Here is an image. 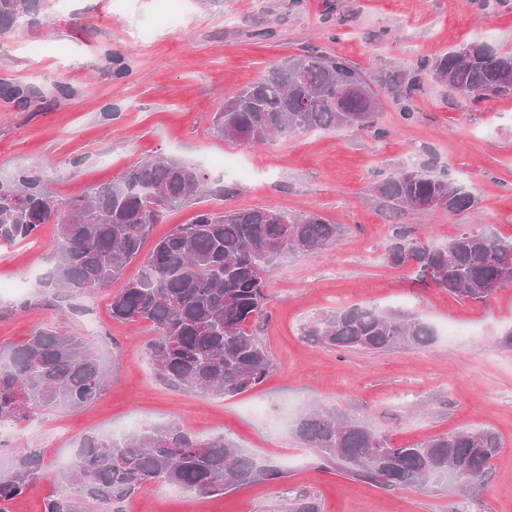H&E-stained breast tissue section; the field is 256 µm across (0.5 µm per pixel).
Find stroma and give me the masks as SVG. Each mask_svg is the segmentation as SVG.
Masks as SVG:
<instances>
[{
	"instance_id": "obj_1",
	"label": "stroma",
	"mask_w": 512,
	"mask_h": 512,
	"mask_svg": "<svg viewBox=\"0 0 512 512\" xmlns=\"http://www.w3.org/2000/svg\"><path fill=\"white\" fill-rule=\"evenodd\" d=\"M168 0H44L48 25L0 40V84L27 89L29 107L0 96V180L35 166L49 191L65 201L112 182L144 158H172L223 185L196 204L165 211L159 239L203 209L275 206L341 225L329 250L289 253L270 274L263 315L250 328L273 370L256 389L225 399L184 392L156 377L147 324L113 319L112 296L138 277L142 263L104 290L63 300L42 293L51 265L52 224L38 236L0 242V347L53 325L90 341L109 388L85 408L35 411L0 435V471L16 449L36 448L44 468L35 488L9 512H44L52 493H71L63 456L85 435L121 438L142 424L176 423L201 438L222 435L280 478L221 496H192L165 482L131 500L132 512H288L296 493L317 498L320 512H512V284L483 303L463 302L390 267L385 249L404 227L438 246L462 228L512 237V96L481 103L452 96L424 76L409 100L385 95L396 75L417 61L482 41L512 51V0H178L182 19L167 27ZM359 68L381 107L367 129H316L264 144L231 142L213 130L225 97L251 84L281 59L309 47ZM124 58L116 77L110 60ZM68 95H60L59 85ZM410 108L414 117L403 120ZM385 137H377L376 129ZM232 155L242 171L219 165ZM432 170L464 185L473 209L395 212L372 191L399 167ZM352 305L416 314L435 331L425 348L377 353L336 351L302 335L315 318ZM327 407L366 423L396 445L448 431L488 429L503 449L474 497L454 481L429 489H387L348 475L305 447L293 432L309 409Z\"/></svg>"
}]
</instances>
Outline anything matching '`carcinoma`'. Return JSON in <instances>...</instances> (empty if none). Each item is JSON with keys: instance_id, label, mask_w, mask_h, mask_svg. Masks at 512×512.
Segmentation results:
<instances>
[{"instance_id": "cac0c4a2", "label": "carcinoma", "mask_w": 512, "mask_h": 512, "mask_svg": "<svg viewBox=\"0 0 512 512\" xmlns=\"http://www.w3.org/2000/svg\"><path fill=\"white\" fill-rule=\"evenodd\" d=\"M38 10L39 0H0V37L24 30ZM467 47L466 57L452 51L422 58L416 72L473 102L512 96V52L476 41ZM374 100L376 92L355 66L311 47L226 97L214 130L237 142L263 144L314 129L368 127ZM205 181L179 161L144 159L61 207L46 190L44 172L31 169L0 181V241H23L42 225L56 224L54 263L40 287L68 296L99 291L140 256L163 212L197 195ZM372 190L396 210H418L434 196L448 198L445 209L451 213L475 205L465 187L408 166ZM341 232L340 225L318 215L295 216L275 206L200 211L155 242L139 277L112 296V317L150 327L154 336L146 350L168 384L223 398L249 392L273 368L266 348L248 331V323L263 313L270 273L285 254L325 250ZM507 249L512 239L491 231L463 228L446 244L430 246L399 230L386 260L412 268L421 284L432 282L462 301L485 302L489 281L512 280V268L503 269L500 261ZM304 336L338 351L379 352L425 347L435 332L412 313L351 306L312 321ZM107 387V371L92 344L54 328L36 330L7 347L0 361V423L19 425L39 408L86 406ZM295 436L352 476L392 488H424L459 477L467 496L484 483L502 449L499 438L484 430L450 431L395 446L323 408L303 414ZM42 468L38 451L17 449L11 469L0 474V512L34 486ZM279 476L222 435L203 440L175 423L149 425L120 439L83 438L68 471L75 493L49 496L45 512H87L85 501L104 512H123L124 503L157 480L204 496ZM290 512H319V506L300 494Z\"/></svg>"}]
</instances>
